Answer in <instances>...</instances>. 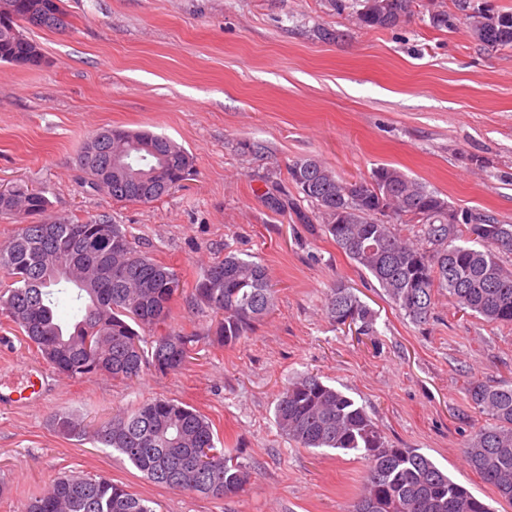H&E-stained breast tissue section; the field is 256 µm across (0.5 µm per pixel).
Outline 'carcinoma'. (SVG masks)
I'll use <instances>...</instances> for the list:
<instances>
[{
	"mask_svg": "<svg viewBox=\"0 0 512 512\" xmlns=\"http://www.w3.org/2000/svg\"><path fill=\"white\" fill-rule=\"evenodd\" d=\"M358 24L392 28L413 12L415 0H355ZM485 24L484 12L466 17L470 35L488 48L512 49V13ZM64 30L63 0H0V62L21 68L42 65L25 26ZM78 164L92 187L117 203L162 199L193 170V158L169 138L148 130L106 129L89 135ZM288 179L313 210L298 213L318 224L336 246L368 272L412 322L426 323L435 293L445 291L463 311L512 326V271L500 254H512V224L470 213L472 222L448 223V202L424 184L388 167L347 180L318 158L288 164ZM46 191L25 183L0 194V217L17 230L0 241V325L23 336L56 372L67 377L104 374L128 383L145 372L184 369L199 334L167 330L145 338L171 314L177 272L155 261L131 239L124 225L99 214L84 219L49 216ZM112 247V279L102 276L99 257ZM275 291L264 265L232 251L203 269L191 303L212 313L205 335L219 346L251 333L274 306ZM66 306L77 317H59ZM326 314L338 326L360 323L374 332L375 315L349 287L333 285ZM475 409L487 418L463 450L467 465L512 503V380H474L467 388ZM61 435H86L82 421L54 415ZM277 428L301 448L352 451L366 461L362 493L353 512H491L490 506L453 481L417 448H391L363 407L306 374L288 383L275 405ZM96 442L123 455L151 482L215 499L231 498L250 483L251 472L216 446L211 423L197 409L169 399H149L122 409L93 432ZM59 478L23 512H153L149 500L112 479L73 474Z\"/></svg>",
	"mask_w": 512,
	"mask_h": 512,
	"instance_id": "1",
	"label": "carcinoma"
}]
</instances>
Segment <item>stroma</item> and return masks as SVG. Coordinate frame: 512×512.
<instances>
[{
    "instance_id": "1",
    "label": "stroma",
    "mask_w": 512,
    "mask_h": 512,
    "mask_svg": "<svg viewBox=\"0 0 512 512\" xmlns=\"http://www.w3.org/2000/svg\"><path fill=\"white\" fill-rule=\"evenodd\" d=\"M64 3L68 29L28 32L41 66L0 63V186L46 189L59 216L111 215L177 272L169 328L201 337L180 372L128 384L59 375L0 327V380L36 368L48 380L38 402L0 404V512H22L72 472L111 478L154 512H352L365 475L356 453L298 447L274 423L279 392L306 373L363 405L388 445L419 449L494 512H512L462 454L485 421L467 387L512 379V326L443 294L415 325L299 220L309 202L285 212L265 203L274 192L297 198L288 164L312 156L347 179L399 168L454 208L512 224V49L484 48L465 24L466 8L511 12L512 0H417L389 29L359 27L331 0ZM439 13L445 25L433 23ZM321 28L340 39H320ZM112 127L171 138L192 155L191 175L153 203L113 202L78 166L86 137ZM228 249L267 268L276 302L248 337L220 347L189 292ZM339 280L375 313L374 334L328 321ZM153 397L207 417L225 452L250 467L245 492L212 499L155 485L111 449L51 426L58 412L93 426Z\"/></svg>"
}]
</instances>
